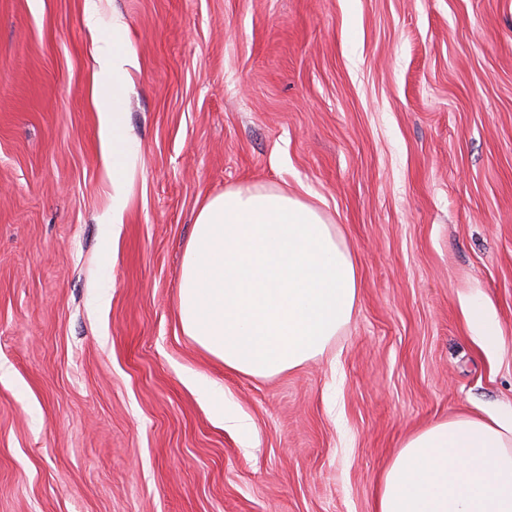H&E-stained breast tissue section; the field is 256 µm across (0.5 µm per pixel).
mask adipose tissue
I'll return each mask as SVG.
<instances>
[{"label":"adipose tissue","instance_id":"adipose-tissue-1","mask_svg":"<svg viewBox=\"0 0 512 512\" xmlns=\"http://www.w3.org/2000/svg\"><path fill=\"white\" fill-rule=\"evenodd\" d=\"M98 36L94 91L112 154V222L127 207L136 145L118 102L129 82L120 16H86ZM359 295L357 265L323 209L280 188L207 198L183 254V333L225 367L269 377L322 355ZM374 512H512V417L462 416L406 440L378 485Z\"/></svg>","mask_w":512,"mask_h":512}]
</instances>
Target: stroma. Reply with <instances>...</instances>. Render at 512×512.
<instances>
[{"label": "stroma", "instance_id": "1", "mask_svg": "<svg viewBox=\"0 0 512 512\" xmlns=\"http://www.w3.org/2000/svg\"><path fill=\"white\" fill-rule=\"evenodd\" d=\"M91 9L135 60L112 240ZM238 186L322 199L358 268L278 376L178 320L195 213ZM486 410H512V0H0V512H373L408 437ZM471 322L477 329L483 344L488 348H495L500 344V339L491 329V323L485 312L476 306L471 312Z\"/></svg>", "mask_w": 512, "mask_h": 512}]
</instances>
